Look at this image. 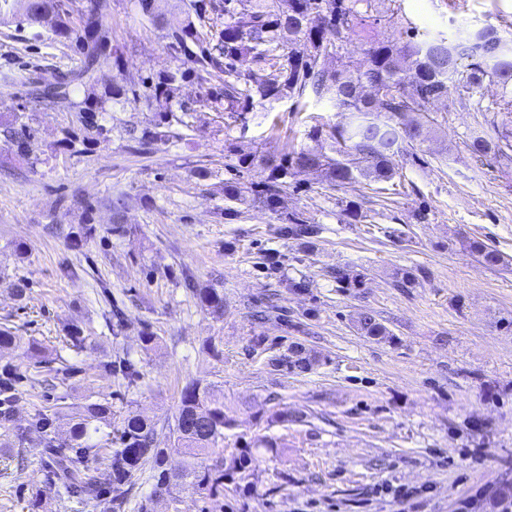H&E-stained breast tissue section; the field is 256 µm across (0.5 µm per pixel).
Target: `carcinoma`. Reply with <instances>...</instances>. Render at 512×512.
<instances>
[{"instance_id":"cac0c4a2","label":"carcinoma","mask_w":512,"mask_h":512,"mask_svg":"<svg viewBox=\"0 0 512 512\" xmlns=\"http://www.w3.org/2000/svg\"><path fill=\"white\" fill-rule=\"evenodd\" d=\"M249 2L247 10L240 8ZM379 0H223L220 12L224 28L216 43L201 51L195 67H180L158 81L147 84L146 100L153 112V123L142 130L139 143L150 146L169 139L170 117L181 83L196 82L205 91V102L216 112L232 118L250 112L255 105L282 98H300L311 92L336 102V108L350 115L346 127L313 128L309 139L330 141V151L315 146H291L279 153L262 156L247 153L238 157L239 166L260 170L261 179L251 183V200L270 211H278L288 178L309 170H321L332 186L352 185L361 180L386 183L395 171L391 158L421 146L432 132L426 119L431 104L448 97L449 86L456 91L455 104L461 112H512V99L484 104L481 90L487 81L506 88L512 85V40H504L494 28L447 40L428 32L407 38L373 41L364 64L352 70H329L322 60L337 54L344 34L358 19L376 10ZM18 5L21 22L35 28L51 25L59 38L72 41L82 55V65L61 76L53 86L42 87L33 77L26 78L27 94L49 101L73 113L58 147L75 148L76 143L91 146L107 134L97 120L123 102L127 89L114 83L98 91L95 72L102 49L109 41L101 28L100 17L109 0H89L80 9L83 31L62 18L58 0H0V11ZM167 35L176 47L186 50L188 43L201 42V32L192 22L166 23ZM288 48L286 62L278 64L277 52ZM83 89L84 99L75 97ZM0 135L15 152L32 154L35 130L27 124L5 125ZM478 157L506 156L512 153V133L495 131L475 136L468 144ZM96 232L87 220L76 232L67 235V245L80 251ZM282 235L310 238L318 233L315 225L299 218L287 219ZM469 252L491 268H506L509 260L478 239L467 240ZM193 296L214 315L224 310V292L217 288L192 287ZM358 333L377 342L392 341L393 335L374 314L364 311L353 320ZM268 365L275 371L300 374L319 362L317 352L302 344L284 349L272 345L264 349ZM108 366L121 373L128 383L140 378L135 363L127 357ZM29 367L6 365L0 370V448L12 447L9 422L18 399V384L30 380ZM112 419V405L106 400L81 406L71 418L69 438L58 442L52 436L54 420L41 411L35 413L23 432L44 445L53 473L67 494H77L86 504L109 498L114 508H122L134 486V477L149 464L156 470L154 495L180 485H189L215 496L224 492V481L246 468L250 452L224 458V430L232 424L224 417V391L201 380L189 383L182 391L173 421L165 426L171 448L184 457L183 466L166 468L168 449L156 447L157 423L130 412L118 430V447L112 449L104 470H91L88 460L99 453V424Z\"/></svg>"}]
</instances>
